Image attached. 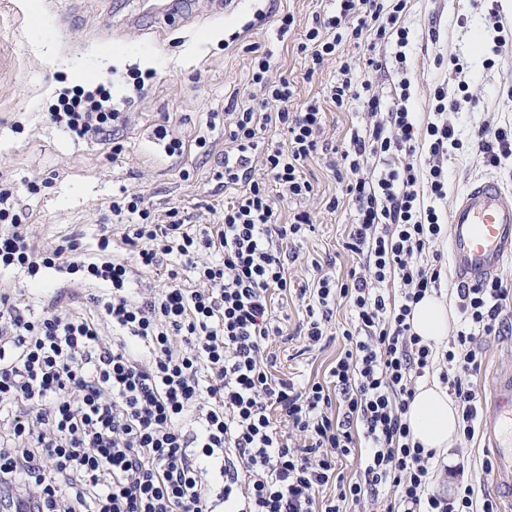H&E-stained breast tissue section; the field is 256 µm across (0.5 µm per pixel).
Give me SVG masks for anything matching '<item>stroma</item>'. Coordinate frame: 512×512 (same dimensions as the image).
Wrapping results in <instances>:
<instances>
[{
  "mask_svg": "<svg viewBox=\"0 0 512 512\" xmlns=\"http://www.w3.org/2000/svg\"><path fill=\"white\" fill-rule=\"evenodd\" d=\"M22 0H0L5 8L0 34L11 42L17 71L0 82V182L13 191L14 207L41 248L81 234L95 248L108 230L118 257L132 259L124 227L112 215V199L127 191L143 195L156 217L179 207L187 223L218 224L231 200L220 174L224 170V117L230 102L239 107L261 100L251 84V44L272 53L275 74L294 85L295 107L318 101L323 110L320 141L344 146L363 128L362 109L339 108L329 99L337 75L335 61L308 74L309 61L298 49L316 14L334 8L333 0H193L189 18L159 29L153 24L151 0H36L28 11ZM69 14L65 39L54 33L59 13ZM497 13L503 34L488 28V13ZM293 15L287 33L280 19ZM402 21L411 34L405 49L412 64L407 107L417 129L437 121L434 92L448 90L454 106L446 117L463 143L450 150L448 197L452 208L470 180L491 176L512 192V173L486 166L478 150L480 127L512 128V0H408ZM465 65L456 71L455 62ZM109 87L111 105L121 112L93 139H73L49 119L61 93ZM167 128L183 141L182 155H168L156 132ZM205 136L208 149L196 145ZM303 175L314 186L311 196L279 205V220L308 212L315 226L299 242L288 265L295 285L288 295H274L275 314L283 333L268 348L277 356L275 375L299 383L325 382L344 348L342 331L351 313L337 300L327 337L307 349L301 333L307 321V299L299 287L311 284L315 265L344 277L358 259L344 249L350 208L341 186L325 165L324 154L310 158ZM37 191H30V183ZM0 285L23 294L58 301L78 312L89 311L88 287L61 291L60 281L0 278ZM483 365L473 383L483 413H490V389L497 373L512 371V334L495 336L480 346Z\"/></svg>",
  "mask_w": 512,
  "mask_h": 512,
  "instance_id": "35a3bbf8",
  "label": "stroma"
}]
</instances>
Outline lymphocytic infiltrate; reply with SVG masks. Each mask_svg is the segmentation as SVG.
Returning a JSON list of instances; mask_svg holds the SVG:
<instances>
[{
    "mask_svg": "<svg viewBox=\"0 0 512 512\" xmlns=\"http://www.w3.org/2000/svg\"><path fill=\"white\" fill-rule=\"evenodd\" d=\"M338 2L317 14L299 45L313 68L348 43L367 47V67L381 70L386 62L374 50L393 41L406 70L409 32L400 19L408 0ZM250 51L251 83L276 108H227L224 185L235 195L222 223L192 228L173 208L159 224L142 196L124 193L112 211L128 218L123 240L136 247V263L115 258L104 234L92 251L76 235L45 250L14 213L12 190L0 186V274H57L97 287L88 317L52 301L36 310L15 289H0V492L23 512H215L220 502L234 512H352L384 489V512H477L474 481L449 497L434 486L436 453L414 443L406 419L418 380L435 372L410 318L440 287L441 268L426 263L425 249L444 233L435 207L448 193L441 160L461 141L448 122L429 123L428 157L418 163L410 80L401 78L386 101L341 61L330 100L339 108L358 102L371 117L332 165L334 174L350 173L344 247L360 263L343 280L314 277L308 347L322 341L337 298L348 299L353 319L329 371L333 392L273 376L265 345L282 329L272 293L291 286L289 242L314 226L304 211L279 223L268 187L293 199L312 193L303 167L318 150L323 114L313 104L293 111V85L274 77L271 53L256 44ZM109 99L102 87L76 95L51 118L73 138L90 139L119 118ZM271 124L283 139L260 147ZM166 262L169 288L142 284L144 270ZM458 296L460 327L439 375L463 408L468 440L480 404L472 383L482 366L478 345L512 330L504 316L512 289L496 278ZM359 444L361 473L345 480L337 464ZM330 485L336 495L323 498Z\"/></svg>",
    "mask_w": 512,
    "mask_h": 512,
    "instance_id": "1",
    "label": "lymphocytic infiltrate"
}]
</instances>
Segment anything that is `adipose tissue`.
<instances>
[{"label":"adipose tissue","mask_w":512,"mask_h":512,"mask_svg":"<svg viewBox=\"0 0 512 512\" xmlns=\"http://www.w3.org/2000/svg\"><path fill=\"white\" fill-rule=\"evenodd\" d=\"M451 307L445 297L425 294L414 305L411 324L413 332L434 352L447 347ZM414 441L423 448L445 455L458 438L461 409L440 382L420 385L406 414Z\"/></svg>","instance_id":"adipose-tissue-1"}]
</instances>
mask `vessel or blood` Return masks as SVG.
I'll return each instance as SVG.
<instances>
[{
  "label": "vessel or blood",
  "mask_w": 512,
  "mask_h": 512,
  "mask_svg": "<svg viewBox=\"0 0 512 512\" xmlns=\"http://www.w3.org/2000/svg\"><path fill=\"white\" fill-rule=\"evenodd\" d=\"M449 259L466 287L485 283L512 259V201L492 178L472 182L448 213ZM491 447L496 493L512 507V372L492 385V411L481 421Z\"/></svg>",
  "instance_id": "b4317fda"
}]
</instances>
